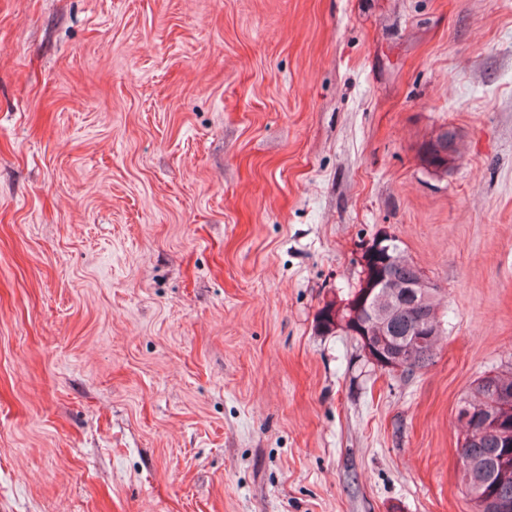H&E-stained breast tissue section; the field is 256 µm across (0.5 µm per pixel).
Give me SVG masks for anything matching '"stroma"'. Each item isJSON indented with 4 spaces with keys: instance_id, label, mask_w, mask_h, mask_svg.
Masks as SVG:
<instances>
[{
    "instance_id": "obj_1",
    "label": "stroma",
    "mask_w": 512,
    "mask_h": 512,
    "mask_svg": "<svg viewBox=\"0 0 512 512\" xmlns=\"http://www.w3.org/2000/svg\"><path fill=\"white\" fill-rule=\"evenodd\" d=\"M382 231L410 375L317 323ZM511 369L512 0H0V512H476ZM509 373L508 378L499 373L477 378L471 387L470 396L465 398L475 412L474 418L481 416L488 420L492 416L487 426L482 427L479 423L466 430L464 448L471 458L459 452L465 486L473 476L472 460L476 462L477 469L467 494L479 512H489L483 510V504L488 498L512 504V396L500 399L495 406L488 402L494 391L492 388L499 384H507L510 388L503 386L502 390L511 394L512 371ZM494 421H497L496 425H493ZM504 454L508 458L502 465L499 459Z\"/></svg>"
}]
</instances>
